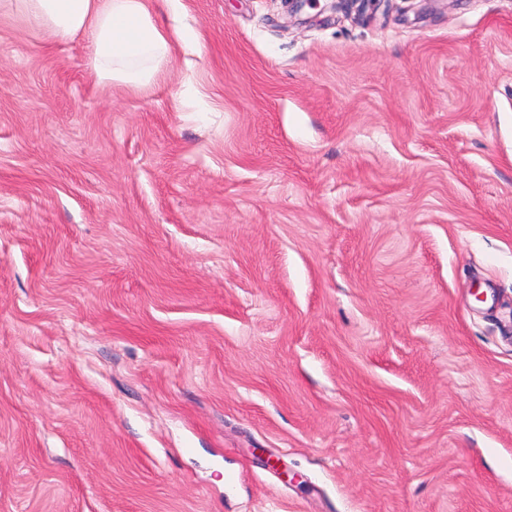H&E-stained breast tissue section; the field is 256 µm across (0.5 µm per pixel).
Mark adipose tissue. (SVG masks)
Wrapping results in <instances>:
<instances>
[{"instance_id":"ef3b65f1","label":"adipose tissue","mask_w":512,"mask_h":512,"mask_svg":"<svg viewBox=\"0 0 512 512\" xmlns=\"http://www.w3.org/2000/svg\"><path fill=\"white\" fill-rule=\"evenodd\" d=\"M35 19L51 39L83 34L99 82L150 87L170 65L176 47L191 51L184 31L155 17L149 0H0Z\"/></svg>"}]
</instances>
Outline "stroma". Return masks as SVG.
Masks as SVG:
<instances>
[{"label": "stroma", "instance_id": "stroma-1", "mask_svg": "<svg viewBox=\"0 0 512 512\" xmlns=\"http://www.w3.org/2000/svg\"><path fill=\"white\" fill-rule=\"evenodd\" d=\"M180 3L0 13V512H512V0ZM2 2L5 9L35 19L50 39L85 35L90 69L101 83L145 89L170 65L175 44L180 42L185 53L196 52L184 31L156 19L149 0Z\"/></svg>", "mask_w": 512, "mask_h": 512}]
</instances>
